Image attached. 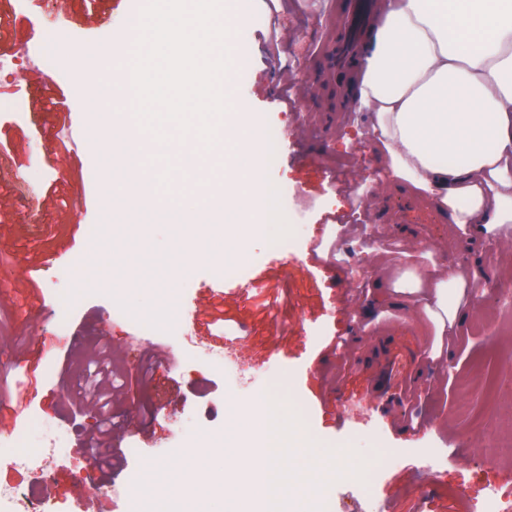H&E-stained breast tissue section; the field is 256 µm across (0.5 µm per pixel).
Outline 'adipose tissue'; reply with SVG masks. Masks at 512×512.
Returning a JSON list of instances; mask_svg holds the SVG:
<instances>
[{
  "mask_svg": "<svg viewBox=\"0 0 512 512\" xmlns=\"http://www.w3.org/2000/svg\"><path fill=\"white\" fill-rule=\"evenodd\" d=\"M353 94L396 178L432 195L451 224L512 240V0H398L367 46ZM464 267L375 279L379 306L413 295L436 338L470 305Z\"/></svg>",
  "mask_w": 512,
  "mask_h": 512,
  "instance_id": "ef3b65f1",
  "label": "adipose tissue"
}]
</instances>
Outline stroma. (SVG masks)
Returning a JSON list of instances; mask_svg holds the SVG:
<instances>
[{"instance_id":"1","label":"stroma","mask_w":512,"mask_h":512,"mask_svg":"<svg viewBox=\"0 0 512 512\" xmlns=\"http://www.w3.org/2000/svg\"><path fill=\"white\" fill-rule=\"evenodd\" d=\"M247 22L232 38L244 53L232 63L227 94L255 115L274 146L266 180L279 191L292 228L289 249L268 236L251 237L228 267L198 260L187 243L167 254L176 217L152 202L142 219L148 258L137 260L128 291L112 287L109 200L112 134L98 150L71 154L56 138L65 122L88 127L97 102L119 104L109 73L110 46L135 32L136 20L115 0H0V52L64 31L97 78L76 87V67L49 51L18 64L0 97L17 100L20 115L0 113V433L21 447H45V432L67 434L55 454L46 493L73 506L90 483L106 491L88 512H158L152 477L178 466L202 442L223 443L237 413L266 394L298 408V433L312 468L328 452L354 451L367 468H382L373 487L334 481L310 512H484L488 487L512 474V242L487 237L470 244L448 238V222L428 198L394 189L369 133L371 115L345 106L330 54L336 19L347 0H238ZM108 14L107 26L72 24L74 15ZM53 97L56 110L34 106ZM416 245L415 264L468 265L481 273L470 293L463 339L428 356L431 329L402 321L398 310L371 309L367 282L381 262ZM181 267L165 298L145 289ZM257 277L242 292V278ZM222 296H211L216 282ZM69 308L66 335L56 324ZM161 317L175 332L149 336L138 349L128 324L113 315ZM198 343L180 353L179 330ZM110 339L121 391L112 406V445L120 467L98 468L84 425L87 374L77 358L95 360L98 337ZM233 351L236 364L219 372L208 351ZM176 353L175 370L162 361ZM140 475V497L113 498Z\"/></svg>"}]
</instances>
